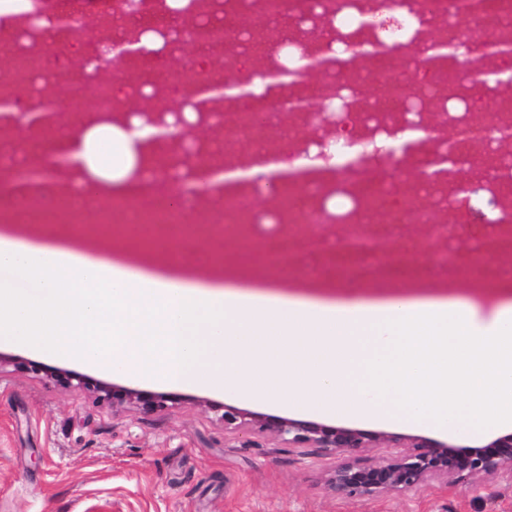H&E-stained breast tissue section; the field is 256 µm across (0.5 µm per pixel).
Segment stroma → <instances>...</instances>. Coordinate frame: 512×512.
Returning <instances> with one entry per match:
<instances>
[{"mask_svg":"<svg viewBox=\"0 0 512 512\" xmlns=\"http://www.w3.org/2000/svg\"><path fill=\"white\" fill-rule=\"evenodd\" d=\"M0 512H512V474L348 499L325 478L343 460L228 434L215 407H274L218 386L174 387L145 413L52 378L64 361L0 346Z\"/></svg>","mask_w":512,"mask_h":512,"instance_id":"35a3bbf8","label":"stroma"}]
</instances>
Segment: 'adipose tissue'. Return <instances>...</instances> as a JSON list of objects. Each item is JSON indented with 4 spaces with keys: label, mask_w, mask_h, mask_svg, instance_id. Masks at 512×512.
Returning <instances> with one entry per match:
<instances>
[{
    "label": "adipose tissue",
    "mask_w": 512,
    "mask_h": 512,
    "mask_svg": "<svg viewBox=\"0 0 512 512\" xmlns=\"http://www.w3.org/2000/svg\"><path fill=\"white\" fill-rule=\"evenodd\" d=\"M139 120L63 138L91 194L121 189L155 146ZM252 402L482 432L512 424V299L285 293L206 283L89 254L56 233L0 235V344Z\"/></svg>",
    "instance_id": "adipose-tissue-1"
}]
</instances>
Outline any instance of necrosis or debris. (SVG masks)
Returning <instances> with one entry per match:
<instances>
[{
  "label": "necrosis or debris",
  "mask_w": 512,
  "mask_h": 512,
  "mask_svg": "<svg viewBox=\"0 0 512 512\" xmlns=\"http://www.w3.org/2000/svg\"><path fill=\"white\" fill-rule=\"evenodd\" d=\"M191 10L163 4L149 25H135L117 34L118 18H133L132 9L116 14L111 0H97L87 11L85 0H56L67 17L65 28L41 29L20 23L13 10H0V99L38 104L39 79L92 88L81 104L61 102L57 122L46 131L17 127L0 132V223L52 227L68 232L84 225L89 240L110 242L134 237L166 245L174 258L199 248L200 262L212 264L224 244H240L239 260L247 262L255 247L265 248L269 267L299 263L297 279L318 282L328 269L370 274L380 285L398 277L417 281L423 262L443 275L458 277L481 270L483 284L512 285V195L490 179L485 162L497 168L512 165L498 155L502 132L512 131V96L499 93L491 75L512 71V62L495 54L512 43V0H483L487 24L469 23L474 0H193ZM188 20L196 46L208 61L178 68L155 66L152 57L126 60L114 73L110 59L94 55L72 67L76 35L91 31L101 45L119 46L124 38L154 35L168 51L169 33L177 19ZM281 32L268 33L270 23ZM324 54L343 61L329 90L334 120L321 131V114L310 107L319 96L303 69ZM288 70L299 78L287 99L265 92L241 103L227 94L203 126L217 139L166 143L143 160L135 186L98 205L83 188L80 171L47 164L28 154L21 138L56 141L102 117L129 121L138 111L162 117L168 133L179 131L183 103L198 81L232 75L253 82L262 75ZM358 110H348L352 99ZM287 123H280V113ZM450 121L457 129L463 154L471 158L467 184L434 183L417 172L399 186L387 171H346L308 185L282 182L276 205L258 210L261 186L240 180L234 194L210 197L196 183L201 164L243 169L249 152L262 149L288 162L340 158L353 149L373 151L395 131L428 128V116ZM36 170V194L21 198L13 184L25 170ZM482 210L492 233L470 238L467 251L454 241L468 236L475 210ZM449 211L453 219L437 220ZM334 224H352L351 237L330 233ZM431 227L427 255H420L404 225Z\"/></svg>",
  "instance_id": "obj_1"
}]
</instances>
